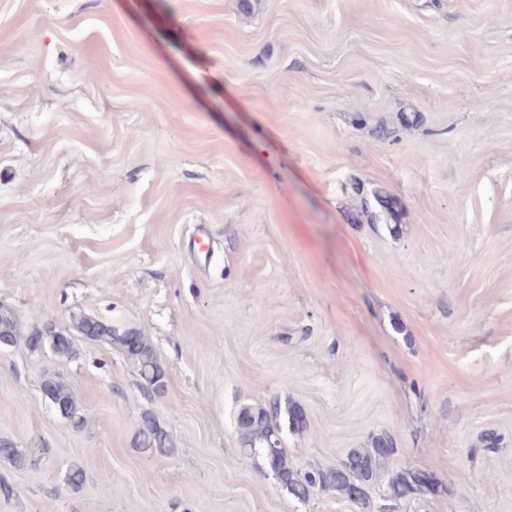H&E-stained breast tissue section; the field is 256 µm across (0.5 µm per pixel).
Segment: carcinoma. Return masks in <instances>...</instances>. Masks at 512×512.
I'll return each instance as SVG.
<instances>
[{"label": "carcinoma", "mask_w": 512, "mask_h": 512, "mask_svg": "<svg viewBox=\"0 0 512 512\" xmlns=\"http://www.w3.org/2000/svg\"><path fill=\"white\" fill-rule=\"evenodd\" d=\"M353 215L357 219H365L369 224H388L390 231L395 233L399 228L401 210L392 194L379 189L369 196L360 197V204ZM77 329L88 339L108 343L123 351L149 386L156 388L165 384V371L140 331L116 333L111 325L89 316L79 318ZM19 336L21 333L13 314L1 310L0 343H15ZM25 341L32 349L49 343L59 359H70L74 354L71 339L45 336L39 328L29 331ZM42 388L49 390L56 400L66 403L72 413H78L77 400L63 380L49 378ZM236 424L241 451L247 455H260L280 487L302 501L317 491H335L366 507L368 490L383 477L386 478L387 497L392 501L437 489L433 475L427 471L398 470L386 473V463L395 453L393 439L388 434L373 437L369 448L351 449L342 465L336 469L316 468L303 473L296 470L284 446L283 433L286 428L294 433L303 432L307 428V421L301 407L293 402L283 404L274 399L264 405L244 406L238 412ZM137 446L152 453L170 450L166 431L149 414L144 415L137 432Z\"/></svg>", "instance_id": "carcinoma-1"}]
</instances>
